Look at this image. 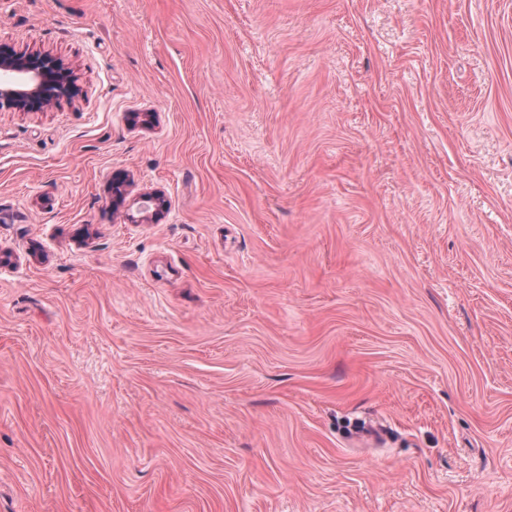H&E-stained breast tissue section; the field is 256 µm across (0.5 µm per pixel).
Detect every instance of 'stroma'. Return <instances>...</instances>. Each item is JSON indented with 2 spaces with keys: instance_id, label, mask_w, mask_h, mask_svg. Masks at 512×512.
<instances>
[{
  "instance_id": "stroma-1",
  "label": "stroma",
  "mask_w": 512,
  "mask_h": 512,
  "mask_svg": "<svg viewBox=\"0 0 512 512\" xmlns=\"http://www.w3.org/2000/svg\"><path fill=\"white\" fill-rule=\"evenodd\" d=\"M1 42L80 92L0 110V512H512V0H0Z\"/></svg>"
}]
</instances>
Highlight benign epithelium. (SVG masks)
Returning a JSON list of instances; mask_svg holds the SVG:
<instances>
[{
	"label": "benign epithelium",
	"instance_id": "obj_1",
	"mask_svg": "<svg viewBox=\"0 0 512 512\" xmlns=\"http://www.w3.org/2000/svg\"><path fill=\"white\" fill-rule=\"evenodd\" d=\"M0 71L10 79L0 83V108L36 112L64 97H75L79 90L71 78V67L48 54L29 53L0 44ZM139 220H148L166 209L158 192L143 194Z\"/></svg>",
	"mask_w": 512,
	"mask_h": 512
}]
</instances>
